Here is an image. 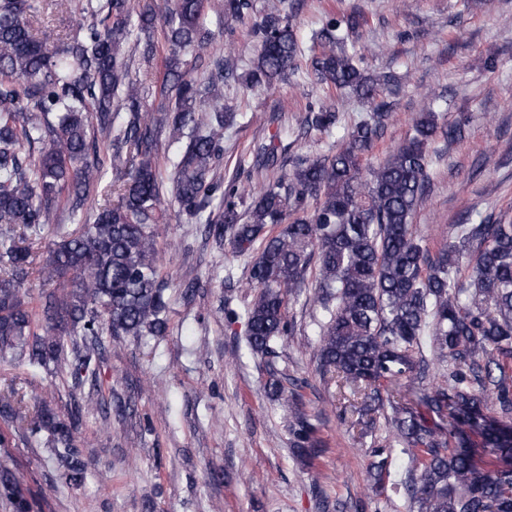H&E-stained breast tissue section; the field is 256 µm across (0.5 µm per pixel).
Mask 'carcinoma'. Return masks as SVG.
<instances>
[{
	"label": "carcinoma",
	"mask_w": 512,
	"mask_h": 512,
	"mask_svg": "<svg viewBox=\"0 0 512 512\" xmlns=\"http://www.w3.org/2000/svg\"><path fill=\"white\" fill-rule=\"evenodd\" d=\"M50 0H0V362L64 369L72 387L88 389L60 411L41 398L28 406L11 388L0 415L27 421L65 483L78 488L87 465L76 446L83 413H108L98 399L106 339L162 336L173 283L161 275L159 227L167 223L163 183L182 223L252 257L254 289L245 309L250 353L263 360L269 396H288L295 411L293 444L314 459L322 441L299 411V389L285 391L277 347L293 334L288 300L306 287L323 313L316 359L337 394L361 399L354 410L384 436L373 442L368 475L375 491L389 479V456L405 448L412 479L403 486L414 512H512V219L455 225L454 239L430 253L412 220L430 184L428 147L461 142L464 129L434 112L413 120L406 141L373 165L365 156L393 120L381 98L392 76L368 72L346 49L367 24L357 12L329 14L313 35L306 65L317 83L371 104L331 155L296 158L289 170L250 187L224 180V130L239 112L220 105L224 80L237 63L207 52L204 0H86L85 21L66 39L30 33ZM224 17L248 27L255 56L244 82L283 81L302 50L286 7L260 10L256 0H224ZM165 28L160 93L150 111L141 83L130 76L126 47L133 26ZM210 68L207 85L193 76L183 52ZM122 119L112 135L116 119ZM336 100L308 106L305 131L336 128ZM171 138L192 136L163 172L157 149L164 126ZM281 132L261 146L262 167L275 163ZM116 203L89 206L105 177ZM215 208H210L211 204ZM76 228L59 232L38 275L57 290L38 308L23 288L45 231L58 210ZM446 367L419 406L399 402L397 387L420 385L429 363ZM493 455L500 464L482 469ZM7 466L0 467V502L8 512H35L36 500Z\"/></svg>",
	"instance_id": "carcinoma-1"
}]
</instances>
